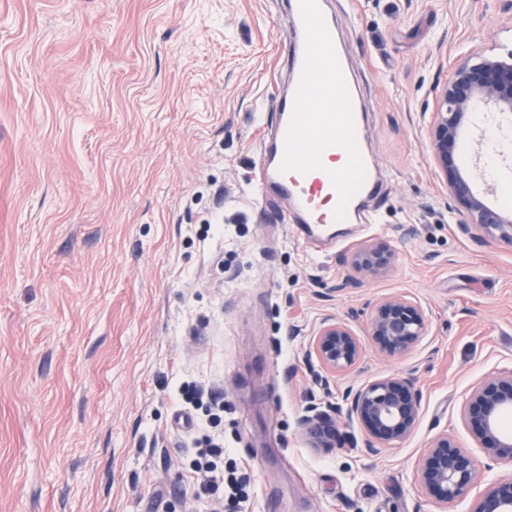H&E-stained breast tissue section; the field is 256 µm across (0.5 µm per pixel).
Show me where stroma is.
Wrapping results in <instances>:
<instances>
[{"label": "stroma", "instance_id": "stroma-1", "mask_svg": "<svg viewBox=\"0 0 512 512\" xmlns=\"http://www.w3.org/2000/svg\"><path fill=\"white\" fill-rule=\"evenodd\" d=\"M383 180L380 220L328 256L259 207L250 178L269 102L283 0H0V512H217L191 468L210 434L178 394L222 405L218 427L247 482L224 512H474L507 474L484 460L461 409L512 371V244L462 233L430 148L438 84L466 52L512 49V0H333ZM453 158L501 213L486 168L489 111ZM383 239L382 276L347 258ZM397 295L425 319L390 357L370 308ZM344 322L358 360L324 374L312 338ZM409 377L414 433L369 453L311 447L310 398ZM477 460L448 504L419 484L439 434Z\"/></svg>", "mask_w": 512, "mask_h": 512}]
</instances>
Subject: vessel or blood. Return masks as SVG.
Returning <instances> with one entry per match:
<instances>
[{
	"label": "vessel or blood",
	"instance_id": "vessel-or-blood-1",
	"mask_svg": "<svg viewBox=\"0 0 512 512\" xmlns=\"http://www.w3.org/2000/svg\"><path fill=\"white\" fill-rule=\"evenodd\" d=\"M287 9L291 37L277 50L292 82L270 103L274 120L259 147L254 193L259 206L277 203L279 222L328 251L337 245L336 225L377 194L380 178L360 148L358 104L327 0H289ZM316 99L326 111H310ZM334 151L342 158L338 170L327 163Z\"/></svg>",
	"mask_w": 512,
	"mask_h": 512
}]
</instances>
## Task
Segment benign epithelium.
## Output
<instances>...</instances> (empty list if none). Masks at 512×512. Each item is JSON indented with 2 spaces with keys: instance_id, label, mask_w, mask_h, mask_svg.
I'll use <instances>...</instances> for the list:
<instances>
[{
  "instance_id": "benign-epithelium-1",
  "label": "benign epithelium",
  "mask_w": 512,
  "mask_h": 512,
  "mask_svg": "<svg viewBox=\"0 0 512 512\" xmlns=\"http://www.w3.org/2000/svg\"><path fill=\"white\" fill-rule=\"evenodd\" d=\"M438 105L431 129V149L448 180V194L462 207L460 230L479 240L512 243V220L475 194L452 165V148L462 126L477 112L492 109L512 115V51L506 56L471 52L457 59L448 79L437 88ZM390 245L377 240L351 253L349 265L359 280L376 277L393 263ZM369 333L388 356L404 354L425 330L422 312L413 304L388 298L371 311ZM313 352L329 372L353 364L359 355L357 341L343 324H323L313 341ZM344 405H322L310 400L300 425L315 448L332 449L343 442L336 417L365 429V446L392 448L408 438L419 422L421 399L413 382L388 376L356 389L347 388ZM512 411V371L477 383L462 408V418L485 457L512 464V435L501 429L504 414ZM421 487L444 503L465 495L475 484V460L460 450L446 434L436 436L423 453L417 469ZM476 512H512V475L492 482L482 493Z\"/></svg>"
}]
</instances>
